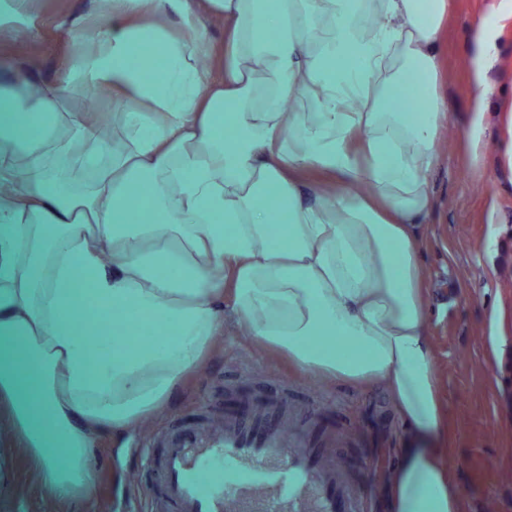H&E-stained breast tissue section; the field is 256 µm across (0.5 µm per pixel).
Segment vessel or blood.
I'll return each mask as SVG.
<instances>
[{
    "label": "vessel or blood",
    "mask_w": 512,
    "mask_h": 512,
    "mask_svg": "<svg viewBox=\"0 0 512 512\" xmlns=\"http://www.w3.org/2000/svg\"><path fill=\"white\" fill-rule=\"evenodd\" d=\"M286 398L244 400L211 435L183 427L153 465L168 512H365L336 437Z\"/></svg>",
    "instance_id": "b4317fda"
}]
</instances>
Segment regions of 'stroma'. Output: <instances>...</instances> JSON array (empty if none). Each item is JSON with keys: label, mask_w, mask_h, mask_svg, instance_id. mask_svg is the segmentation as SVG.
Instances as JSON below:
<instances>
[{"label": "stroma", "mask_w": 512, "mask_h": 512, "mask_svg": "<svg viewBox=\"0 0 512 512\" xmlns=\"http://www.w3.org/2000/svg\"><path fill=\"white\" fill-rule=\"evenodd\" d=\"M495 0H448L439 46L438 91L448 105L442 154L428 174L432 208L418 225L428 282L427 326L447 411L449 465L464 512H512V16ZM214 76L224 71V22L202 0H187ZM38 20L25 40L0 41V86L59 81L105 20L106 0H28ZM483 28L494 61L475 62ZM481 72L491 93L476 107L469 89ZM287 395L313 424L332 430L346 463L369 459L359 480L365 512H387L386 482L398 460L402 422L382 385L317 381L286 355L257 344L232 320L187 375L170 403L123 438L104 435L93 450L92 500L59 501L39 488L22 450L0 440V512H163L152 461L161 436L186 421L210 428L243 393Z\"/></svg>", "instance_id": "obj_1"}]
</instances>
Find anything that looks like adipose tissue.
I'll return each mask as SVG.
<instances>
[{"instance_id": "ef3b65f1", "label": "adipose tissue", "mask_w": 512, "mask_h": 512, "mask_svg": "<svg viewBox=\"0 0 512 512\" xmlns=\"http://www.w3.org/2000/svg\"><path fill=\"white\" fill-rule=\"evenodd\" d=\"M109 0L52 87H0V413L43 492L90 495V450L162 409L237 324L329 380L385 387L405 425L389 512H463L413 228L447 107V0ZM107 92L115 137L61 100ZM407 94L415 109L393 107ZM313 98L315 112L289 111ZM316 169L331 187L305 191ZM187 4L194 17L196 30L207 48L208 67L214 76L219 77L224 71V21L207 13L201 0H188Z\"/></svg>"}]
</instances>
